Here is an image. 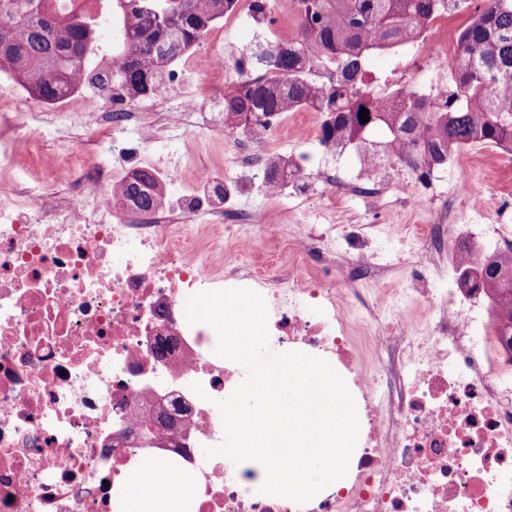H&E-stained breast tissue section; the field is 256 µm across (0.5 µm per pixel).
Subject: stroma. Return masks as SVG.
Segmentation results:
<instances>
[{
	"label": "stroma",
	"instance_id": "stroma-1",
	"mask_svg": "<svg viewBox=\"0 0 512 512\" xmlns=\"http://www.w3.org/2000/svg\"><path fill=\"white\" fill-rule=\"evenodd\" d=\"M251 0H239L236 9L213 26L195 46L194 59L184 83L168 82L167 93L154 102L155 110L173 111L181 97L194 93L198 102L210 101L224 92L232 81L247 76L264 75L262 52L276 43L294 38L298 20L293 0H270L273 21L255 25L249 15ZM369 89L379 94L397 88L426 93L431 82L442 79L452 83L450 64H438L427 70L418 57H397L389 51H377L368 60ZM43 157L57 156L69 149L79 150L90 164L111 168L112 152L104 146L86 122L63 125L51 119L32 135ZM239 136L225 131L223 125L205 122L191 128L188 135L156 138L148 131H135L128 137L126 169L140 168L147 161L167 158L178 160L179 167L163 180L167 198L177 201L195 192L193 173L207 169L230 189L229 207L248 210L264 219L259 233L263 247L249 256L252 269L265 272L272 268L287 269V239L302 224H361L369 227L374 245L392 255V271H373L352 280H338L337 288L346 295L353 320H360L363 304L373 305L382 315H412L418 299L407 295L412 255L407 239L426 224L449 220L469 224H512V154L493 147L475 146L460 153L448 164L437 167L423 179L417 178L409 194L390 192L374 201L341 193V184L360 176V155L350 145L325 146L321 142L320 116L309 110L289 112L272 128L270 139L260 142L257 150L263 157L303 158V184L271 189L264 167L240 168ZM331 169L335 183L321 177ZM467 184L465 203H457L460 184ZM187 247L204 258L211 267L223 266L220 251L212 242L229 244L225 228L209 224H192L187 229Z\"/></svg>",
	"mask_w": 512,
	"mask_h": 512
}]
</instances>
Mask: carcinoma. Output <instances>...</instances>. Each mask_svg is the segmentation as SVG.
<instances>
[{
    "label": "carcinoma",
    "mask_w": 512,
    "mask_h": 512,
    "mask_svg": "<svg viewBox=\"0 0 512 512\" xmlns=\"http://www.w3.org/2000/svg\"><path fill=\"white\" fill-rule=\"evenodd\" d=\"M92 13L82 0H0V41L13 56L0 73L14 77L42 101L53 104L92 92L123 103L158 95L172 66L237 7L238 0H171L187 10L184 26L157 38L151 31L155 0H98ZM465 0H294L299 33L285 51L264 58L268 74L241 78L224 92V129L248 134L267 128L287 112L321 114V142L352 144L361 153L381 152L422 176L448 163L460 150L491 146L512 150V0H484L458 36L452 65L455 90L431 101L395 89L386 100L364 89L371 52L413 41L442 11ZM108 24L112 44L100 41ZM135 53L137 64L128 56ZM327 76L328 82L320 81ZM369 120H360L361 109ZM386 140H373L376 132ZM130 213L162 208L158 177L133 172L115 192ZM488 271L477 287L501 310L512 334V256L474 262Z\"/></svg>",
    "instance_id": "obj_1"
}]
</instances>
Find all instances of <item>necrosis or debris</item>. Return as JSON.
I'll list each match as a JSON object with an SVG mask.
<instances>
[{"instance_id":"4bbe7bcc","label":"necrosis or debris","mask_w":512,"mask_h":512,"mask_svg":"<svg viewBox=\"0 0 512 512\" xmlns=\"http://www.w3.org/2000/svg\"><path fill=\"white\" fill-rule=\"evenodd\" d=\"M90 113L120 153L129 129L154 124L145 103H59L64 119ZM53 172L22 190L0 164V512H117L125 475L146 456L195 475L198 512H512V337L483 308L482 289L459 285L468 253L446 248L453 234L510 253L511 225H428L410 282L420 323L370 309L357 340L336 288L339 225L292 239L313 276L260 275L247 266L261 242L252 212L190 197L131 224L121 206L87 196L119 187L124 168L67 155ZM59 184L71 190L61 201ZM191 223L234 225L239 247L222 268L180 246ZM219 283L265 294L270 335L328 359L347 381L361 433L345 485L303 505L256 497L251 471L206 458L224 438L216 402L238 370L210 354L215 331L188 324L185 304ZM142 414L175 428L144 444L133 424Z\"/></svg>"}]
</instances>
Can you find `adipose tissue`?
I'll use <instances>...</instances> for the list:
<instances>
[{"label":"adipose tissue","mask_w":512,"mask_h":512,"mask_svg":"<svg viewBox=\"0 0 512 512\" xmlns=\"http://www.w3.org/2000/svg\"><path fill=\"white\" fill-rule=\"evenodd\" d=\"M192 485L173 465L145 460L119 491L120 512H196Z\"/></svg>","instance_id":"ef3b65f1"}]
</instances>
